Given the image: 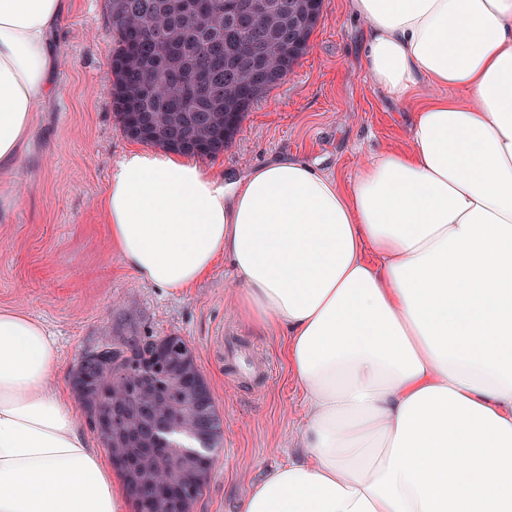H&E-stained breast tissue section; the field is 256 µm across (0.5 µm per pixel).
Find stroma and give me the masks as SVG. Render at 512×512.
Listing matches in <instances>:
<instances>
[{
  "label": "stroma",
  "mask_w": 512,
  "mask_h": 512,
  "mask_svg": "<svg viewBox=\"0 0 512 512\" xmlns=\"http://www.w3.org/2000/svg\"><path fill=\"white\" fill-rule=\"evenodd\" d=\"M58 33L56 95L36 113L13 177L18 201L0 211V309L41 320L60 359L52 383L70 392L79 355L129 325L191 344L223 420L224 441L192 512H238L265 471L294 452L304 411L276 338L240 313L233 273L217 262L194 287L167 291L137 283L113 252L99 211L111 167L132 148L112 107L108 77L116 46L105 0H66ZM364 28L347 0H324L307 53L260 98L206 171L236 179L272 158H300L351 181L362 157L409 143L423 94L397 100L365 73ZM235 336L272 367L262 383L236 377L212 358V337Z\"/></svg>",
  "instance_id": "obj_1"
}]
</instances>
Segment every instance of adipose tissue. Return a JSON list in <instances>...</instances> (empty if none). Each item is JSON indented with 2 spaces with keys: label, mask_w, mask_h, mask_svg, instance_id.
Here are the masks:
<instances>
[{
  "label": "adipose tissue",
  "mask_w": 512,
  "mask_h": 512,
  "mask_svg": "<svg viewBox=\"0 0 512 512\" xmlns=\"http://www.w3.org/2000/svg\"><path fill=\"white\" fill-rule=\"evenodd\" d=\"M65 8L0 0V174L54 91ZM349 10L375 87L432 92L407 147L346 186L288 155L228 180L131 149L99 203L110 243L169 290L227 260L250 322L281 335L300 453L240 512H512V0ZM59 358L44 323L0 310V512H128L124 478L51 384Z\"/></svg>",
  "instance_id": "ef3b65f1"
}]
</instances>
